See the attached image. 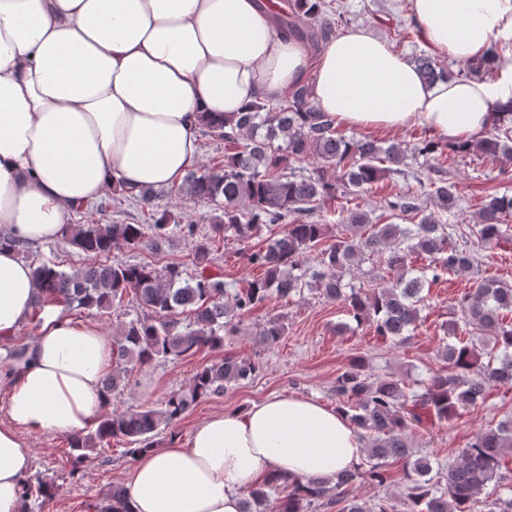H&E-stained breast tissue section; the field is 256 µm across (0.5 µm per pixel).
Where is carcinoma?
I'll use <instances>...</instances> for the list:
<instances>
[{
  "label": "carcinoma",
  "mask_w": 512,
  "mask_h": 512,
  "mask_svg": "<svg viewBox=\"0 0 512 512\" xmlns=\"http://www.w3.org/2000/svg\"><path fill=\"white\" fill-rule=\"evenodd\" d=\"M323 0H284L276 22L286 37L315 48L335 37L350 20L323 10ZM495 49L480 60L463 61L457 70L427 55L414 58L421 78L429 84L454 78L490 76ZM207 133L224 140V160L218 167L192 170L170 188L195 205L213 207L208 231L184 221L169 208H156L148 224H68L62 238L90 263L67 273L52 259L32 261L39 292L31 320L62 307L112 317L124 299L137 301L141 314L121 321L112 336V373L103 380L106 402L90 428L69 439L70 475L79 471L89 452L123 447L131 458L158 444L157 436L175 427L196 403L217 397L234 384L254 379L261 366L251 359L226 355L198 370L187 388L169 393L156 406L110 410L112 395L129 385L134 369L158 361L190 357L224 347L238 332L242 318L277 298L286 300L309 292L343 302L351 321L367 324L384 342L398 343L416 328L427 291L448 273L474 275L461 304L463 325L478 331L466 344L446 343L439 351L446 370L406 391L393 374L374 375L362 357L341 369L332 387L336 410L345 414L366 440L364 463L336 480L308 479L290 474L270 475L248 490L240 512H395L386 499L368 503L350 495L349 487L369 482L385 487L394 482L387 462L406 460L402 476L403 512H471L486 485L500 478L502 459L512 453V419L476 433L448 469L431 476L427 455H415L410 436L421 426L446 424L462 411L485 401L492 382L512 384V285L482 276L478 250L493 249L512 235V197L490 194L475 224H448L455 214L459 184L451 180L447 163L452 154L480 151L512 164V111L497 117L490 135L476 143L448 144L433 139L411 145L380 146L369 138L354 139L337 132L335 118L310 100L309 86L298 83L273 105L252 103L244 112L224 114V121H205ZM313 162L309 174L296 165ZM420 163L416 190L384 197V208L404 224H374L360 205L337 219V233L328 242L327 225L315 219L320 205L338 196L360 197L390 175ZM432 200L425 212L418 194ZM116 201L148 204L151 192L128 190L118 183ZM275 224L284 225L267 245L253 239ZM230 234L239 244L245 264L265 269V276L239 288L223 280L214 253L216 239ZM176 239L192 244V271L179 263L159 269L151 262L105 261L120 249L161 253ZM375 257L388 278L370 290L345 281V274L365 257ZM422 261L421 266L415 262ZM287 333L280 315L270 316L259 332L266 346ZM46 478L24 479L21 500L26 512L42 510L57 494ZM94 512H128L127 488L114 486Z\"/></svg>",
  "instance_id": "obj_1"
}]
</instances>
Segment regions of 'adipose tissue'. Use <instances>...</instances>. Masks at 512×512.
Segmentation results:
<instances>
[{
    "mask_svg": "<svg viewBox=\"0 0 512 512\" xmlns=\"http://www.w3.org/2000/svg\"><path fill=\"white\" fill-rule=\"evenodd\" d=\"M425 42L466 61L496 46L487 79L423 82L384 38L360 27L318 53L288 39L256 0H0V227L48 242L116 181L140 190L201 163L202 114L242 111L309 81L338 124L426 127L472 141L512 106V0H413ZM36 296L31 266L0 248V512H20L33 434L83 431L102 408L104 330L53 311L23 356L11 341ZM365 448L316 400L273 395L196 423L186 443L137 457L129 512H240L271 472L332 479Z\"/></svg>",
    "mask_w": 512,
    "mask_h": 512,
    "instance_id": "ef3b65f1",
    "label": "adipose tissue"
}]
</instances>
